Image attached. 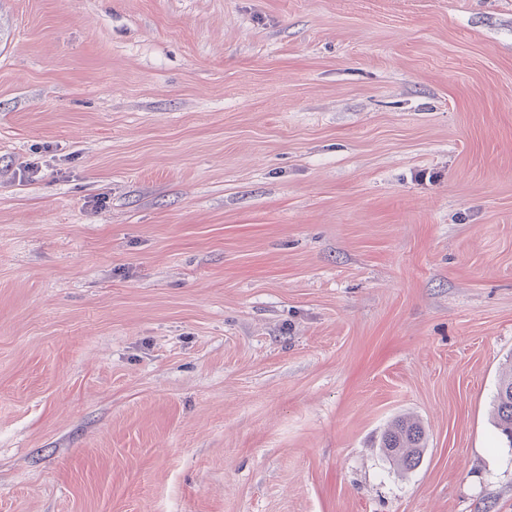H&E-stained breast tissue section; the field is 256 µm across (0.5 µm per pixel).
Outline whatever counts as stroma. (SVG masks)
I'll return each instance as SVG.
<instances>
[{
    "mask_svg": "<svg viewBox=\"0 0 512 512\" xmlns=\"http://www.w3.org/2000/svg\"><path fill=\"white\" fill-rule=\"evenodd\" d=\"M509 360L512 0H0V512H512ZM493 405L494 427L512 446V362L499 378ZM428 434L423 422L413 415L396 417L380 435V453L398 473H408L421 464L427 450Z\"/></svg>",
    "mask_w": 512,
    "mask_h": 512,
    "instance_id": "1",
    "label": "stroma"
}]
</instances>
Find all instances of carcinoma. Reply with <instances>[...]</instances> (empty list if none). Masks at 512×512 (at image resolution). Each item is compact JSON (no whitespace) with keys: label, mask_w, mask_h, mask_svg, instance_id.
<instances>
[{"label":"carcinoma","mask_w":512,"mask_h":512,"mask_svg":"<svg viewBox=\"0 0 512 512\" xmlns=\"http://www.w3.org/2000/svg\"><path fill=\"white\" fill-rule=\"evenodd\" d=\"M494 427L512 445V365L499 378L494 399ZM428 434L423 422L409 414L396 417L380 435L378 449L399 473L421 464Z\"/></svg>","instance_id":"1"}]
</instances>
